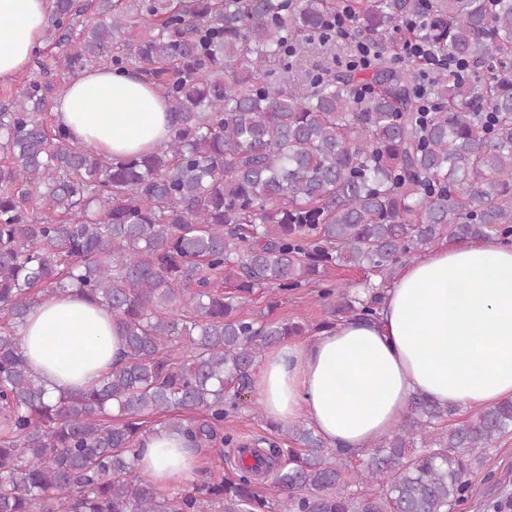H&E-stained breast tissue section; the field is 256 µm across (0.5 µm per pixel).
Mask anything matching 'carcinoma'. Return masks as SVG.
Returning <instances> with one entry per match:
<instances>
[{
	"label": "carcinoma",
	"instance_id": "carcinoma-1",
	"mask_svg": "<svg viewBox=\"0 0 512 512\" xmlns=\"http://www.w3.org/2000/svg\"><path fill=\"white\" fill-rule=\"evenodd\" d=\"M83 12L52 0L56 69L131 66L176 128L154 152L105 158L44 120L51 83L0 105V512H456L512 433V400L449 426L454 410L415 398L355 467L289 423L297 447L269 444L274 499L253 481L265 459L222 430L264 352L307 333L240 314L253 289L309 288L339 267L380 277L362 296L326 284L318 331L374 317L398 268L440 239L512 242V0H94L75 37ZM340 16L351 40L322 41ZM415 41L467 67L435 73L425 101L419 63L398 60ZM317 45L344 68L314 72ZM70 287L111 311L126 355L50 402L16 329ZM158 415L193 448L255 463L161 495L133 457Z\"/></svg>",
	"mask_w": 512,
	"mask_h": 512
}]
</instances>
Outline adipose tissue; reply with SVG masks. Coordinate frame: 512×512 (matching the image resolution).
<instances>
[{
    "instance_id": "adipose-tissue-1",
    "label": "adipose tissue",
    "mask_w": 512,
    "mask_h": 512,
    "mask_svg": "<svg viewBox=\"0 0 512 512\" xmlns=\"http://www.w3.org/2000/svg\"><path fill=\"white\" fill-rule=\"evenodd\" d=\"M49 9L50 0H0V80L29 67ZM51 111L71 143L107 158L153 152L175 130L158 89L107 68L71 78ZM19 335L53 397L91 388L126 352L111 313L72 292L36 302ZM253 386L271 423L303 422L355 456L400 425L413 397L475 411L512 399V245L493 238L430 250L399 270L374 318L271 348ZM136 466L172 489L199 457L181 433L157 426Z\"/></svg>"
}]
</instances>
